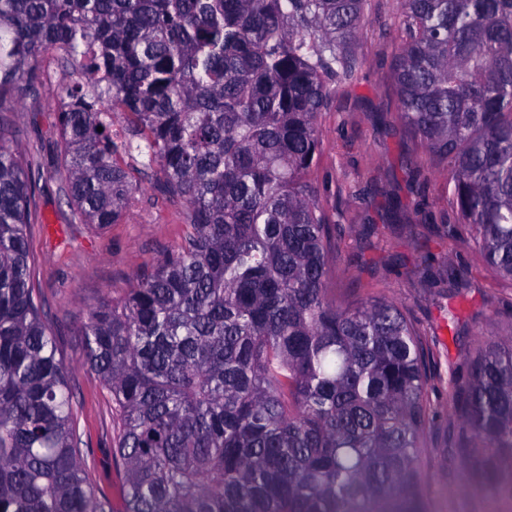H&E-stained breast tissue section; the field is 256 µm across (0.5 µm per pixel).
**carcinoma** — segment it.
<instances>
[{"label": "carcinoma", "mask_w": 512, "mask_h": 512, "mask_svg": "<svg viewBox=\"0 0 512 512\" xmlns=\"http://www.w3.org/2000/svg\"><path fill=\"white\" fill-rule=\"evenodd\" d=\"M371 0H0V117L50 51L90 83L55 112L73 224L104 230L156 166L188 231L80 327L112 398L118 502L98 496L32 282L35 188L0 122V512H423L428 381L398 305L330 297L318 118L358 79ZM399 116L448 164L455 215L512 281V0H403ZM130 137L112 133L116 115ZM102 131H97V128ZM458 452L512 498V338L456 388Z\"/></svg>", "instance_id": "carcinoma-1"}]
</instances>
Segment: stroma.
<instances>
[{"instance_id": "1", "label": "stroma", "mask_w": 512, "mask_h": 512, "mask_svg": "<svg viewBox=\"0 0 512 512\" xmlns=\"http://www.w3.org/2000/svg\"><path fill=\"white\" fill-rule=\"evenodd\" d=\"M402 0H372L361 37L359 79L332 94L319 118L320 154L309 179L336 225L332 285L342 299L384 297L418 323L429 349L422 488L428 512H512V503L474 489L457 454L461 415L453 384L464 382L477 349L512 336V283L483 262L469 234L442 236L449 173L402 124L391 79L400 42ZM43 69L53 84L23 91L7 123L28 179L37 186L39 219L28 229L34 283L71 375L81 438L91 450L98 487L115 495L119 477L112 461V403L96 375L82 365L77 330L99 300H118L135 287L187 230L183 204L167 199L154 170L135 174L136 209L105 230L69 221L55 172L60 142L54 111L63 86L87 83L80 64L46 54ZM421 172V189L408 193L405 162ZM399 194L405 219L383 221L388 194ZM464 272L469 289L448 298L449 268Z\"/></svg>"}]
</instances>
